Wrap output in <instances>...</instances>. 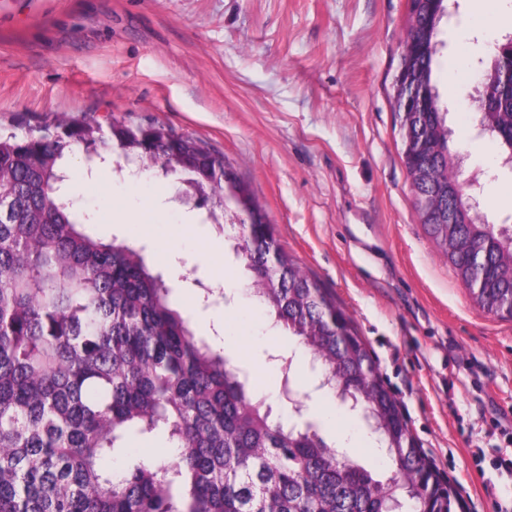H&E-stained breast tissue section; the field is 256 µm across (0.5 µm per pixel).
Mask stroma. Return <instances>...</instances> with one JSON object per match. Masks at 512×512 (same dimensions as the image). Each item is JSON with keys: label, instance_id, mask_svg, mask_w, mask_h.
I'll use <instances>...</instances> for the list:
<instances>
[{"label": "stroma", "instance_id": "stroma-1", "mask_svg": "<svg viewBox=\"0 0 512 512\" xmlns=\"http://www.w3.org/2000/svg\"><path fill=\"white\" fill-rule=\"evenodd\" d=\"M440 23L432 83L448 110L461 180L477 179L480 212L512 225V170L472 123L489 43L512 37V0L482 24L474 0H450ZM408 26V0H0V126L57 116L159 123L190 135L251 185L279 244L353 318L409 428L458 497L452 512H512V320L482 311L413 205L401 160L392 85ZM460 67L461 92L448 89ZM118 155L78 161L86 231L130 237L173 285L203 339H217L252 395L287 416L275 362L285 334L252 303L248 275L224 232L232 200L212 210L179 202L180 179L129 178ZM223 258L214 268L196 242ZM227 281L223 303L201 307L187 279ZM292 387L304 419L347 456L386 474L364 426L325 421L311 408L313 377L295 354Z\"/></svg>", "mask_w": 512, "mask_h": 512}]
</instances>
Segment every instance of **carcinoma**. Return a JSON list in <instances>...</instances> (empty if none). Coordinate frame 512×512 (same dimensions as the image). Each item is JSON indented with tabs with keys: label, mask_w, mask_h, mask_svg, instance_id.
<instances>
[{
	"label": "carcinoma",
	"mask_w": 512,
	"mask_h": 512,
	"mask_svg": "<svg viewBox=\"0 0 512 512\" xmlns=\"http://www.w3.org/2000/svg\"><path fill=\"white\" fill-rule=\"evenodd\" d=\"M400 66L432 85L442 15L408 0ZM512 58L486 74L491 138L512 148ZM402 159L414 209L480 309L512 317V229L474 218L462 198L457 223L432 214L448 202L455 155L439 95L427 128L394 92ZM93 119L44 122L0 135V512H392L403 498L422 512H451L452 491L414 438L375 359L331 293L274 237L250 186L231 177L241 235L238 258L253 297L292 338L333 396L361 415L394 467L386 480L339 453L311 424L276 423L247 379L172 307L173 288L131 241L85 233L89 216L68 190L75 151L138 157L145 169L184 172L206 187L224 157L162 125ZM163 432L168 447L119 470L137 436Z\"/></svg>",
	"instance_id": "carcinoma-1"
}]
</instances>
